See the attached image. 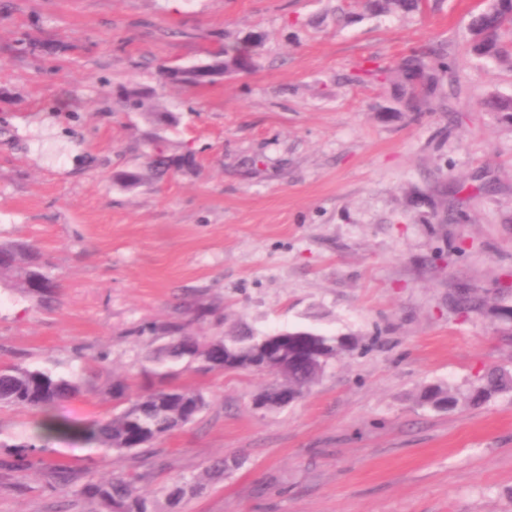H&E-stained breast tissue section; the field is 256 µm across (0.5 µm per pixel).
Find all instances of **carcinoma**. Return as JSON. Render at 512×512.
Instances as JSON below:
<instances>
[{
    "mask_svg": "<svg viewBox=\"0 0 512 512\" xmlns=\"http://www.w3.org/2000/svg\"><path fill=\"white\" fill-rule=\"evenodd\" d=\"M380 9L386 12L413 13L420 10L419 0H381ZM470 51L478 56L495 58L512 65V51L509 50V34L512 33V15L495 12L490 2L486 9L471 19L469 26ZM448 64L444 56L414 52L403 57L385 72V80L398 96L415 97V88L421 95L429 97L437 86V74L446 71ZM154 95L140 87L123 89L125 107L145 112L156 119L170 116V112L153 104ZM155 154L149 156V167L163 175L169 169L171 160L164 156L159 143H154ZM16 271L20 275V287L41 297L51 293L38 289V279H51L47 263L42 254L22 244L0 243V275ZM150 331L168 337L157 349L154 359L160 364H177L194 361L192 348L198 338L185 332L182 324H170ZM293 345L311 349L319 354L335 356L342 343L333 336L310 331L288 332ZM320 374L303 365L288 372V384L276 383L269 387L268 397L275 402L280 399L281 388L305 391L315 383ZM512 389V376L505 371L494 370L486 385L479 388L470 401H477L488 395ZM112 399L122 406L111 416L80 425L66 418L52 414V411L79 395L82 381L73 377L53 373L39 368H20L0 365V407L24 409L40 416L34 422L29 440L19 445L12 459L3 463L11 469H28L41 464L35 456L37 447L53 436L70 438L99 448H108L122 453L137 449L148 451L154 444L185 425L193 422L207 406L203 392L178 387L148 388L132 396L131 386L124 380L114 379L110 387ZM427 401L445 400L456 405L451 391L440 385L427 387L423 392ZM197 481L190 478L175 485L167 494L168 512H176L188 495L194 494ZM84 497L99 502L110 512H157L154 502L133 495L130 481L124 477H113L108 481L90 483L81 490Z\"/></svg>",
    "mask_w": 512,
    "mask_h": 512,
    "instance_id": "obj_1",
    "label": "carcinoma"
}]
</instances>
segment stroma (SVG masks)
I'll list each match as a JSON object with an SVG mask.
<instances>
[{"label": "stroma", "mask_w": 512, "mask_h": 512, "mask_svg": "<svg viewBox=\"0 0 512 512\" xmlns=\"http://www.w3.org/2000/svg\"><path fill=\"white\" fill-rule=\"evenodd\" d=\"M485 5L0 0V243L37 249L59 283L44 303L0 278V363L83 375L60 413L85 423L112 413L113 378L141 384L164 343L152 323L358 344L283 408L254 404L271 375L179 364L173 385L208 401L193 423L150 456L52 440L41 466L0 467V512H107L79 490L116 475L161 506L195 477L181 512H512V391L468 401L512 372V122L484 105L512 97V66L469 50ZM253 35L251 71L163 84L160 65ZM415 49L451 64L429 101L372 74ZM131 85L172 123L127 111ZM152 138L183 165L119 186ZM463 290L482 307L458 306ZM434 384L454 408L423 403ZM34 420L0 409V460ZM220 457L234 465L210 477ZM512 389V376L505 371L494 370L488 378L486 385L479 388L471 397L470 402L481 400L492 393Z\"/></svg>", "instance_id": "1"}]
</instances>
